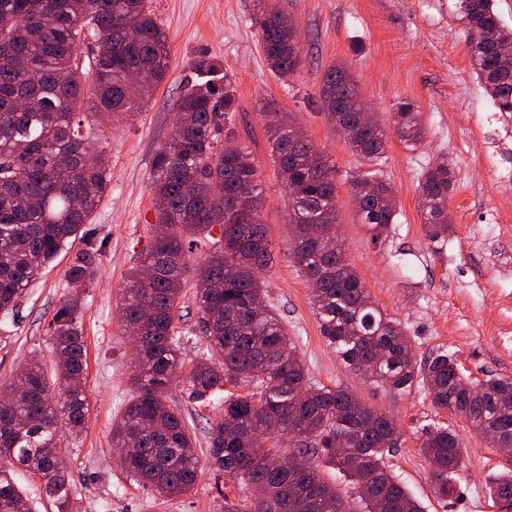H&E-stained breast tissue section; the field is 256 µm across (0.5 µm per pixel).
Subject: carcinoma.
<instances>
[{
	"instance_id": "obj_1",
	"label": "carcinoma",
	"mask_w": 512,
	"mask_h": 512,
	"mask_svg": "<svg viewBox=\"0 0 512 512\" xmlns=\"http://www.w3.org/2000/svg\"><path fill=\"white\" fill-rule=\"evenodd\" d=\"M261 43L279 78L297 73L301 50L286 14L263 10ZM462 26L476 77L500 112H512V40L494 0H448ZM168 38L145 0H0V313L20 307L28 287L79 238H90L91 217L106 191L103 147L80 129L85 108L108 124L140 108L164 80ZM177 104L178 118L152 164L153 235L142 264L130 270L118 310L140 338L131 377L134 394L112 424V443L124 449L126 472L156 498L187 493L201 474L192 434L179 406L166 398L183 378L188 396L208 401L228 381L257 391L224 401L211 423L209 466L251 491L250 505L224 512H354L320 476L330 464L358 492L366 512H422L383 454L401 445L388 413L348 389L312 387L295 342L277 312L259 305V272L271 263L264 188L247 148L231 128L235 95L218 66L202 56ZM319 96L345 143L360 159L351 185L360 222L379 239L396 221L393 188L380 164L389 132L414 151L424 139L420 113L409 100L392 113V128L364 101L350 68L336 62L322 76ZM266 136L288 191L291 258L312 289L322 335L352 371L373 366L369 381L394 395L416 384L433 405L464 419L480 437L512 447V378L477 384L446 351L414 359L402 324L371 298L340 242L324 237L336 224V170L285 112H267ZM372 194L361 193L364 183ZM448 163L426 169L418 184L420 216L429 243L448 241ZM93 245L74 254L67 270L70 296L49 324L52 374L37 361L0 384V512H32L16 487L22 468L42 480L56 512H70L74 487L59 466L61 434H80L88 414L86 350L80 299L94 273ZM193 282L202 333L212 357L187 366L176 327L183 288ZM294 439L306 464L288 468L279 437ZM435 494L456 493L461 438L448 426L424 427L421 443ZM490 496L512 508V470L493 477Z\"/></svg>"
}]
</instances>
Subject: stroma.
<instances>
[{
	"instance_id": "stroma-1",
	"label": "stroma",
	"mask_w": 512,
	"mask_h": 512,
	"mask_svg": "<svg viewBox=\"0 0 512 512\" xmlns=\"http://www.w3.org/2000/svg\"><path fill=\"white\" fill-rule=\"evenodd\" d=\"M294 23L302 51L298 73L280 81L261 46L260 0H146L169 42L165 79L138 115L113 118L111 181L91 226L101 256L82 298L87 350L85 391L89 416L78 438L62 436L61 454L77 490L73 512H224L240 492L224 474L202 471L183 496L149 497L127 477L112 446V424L133 389L132 340L116 306L131 268L151 240L152 160L170 137L185 78L199 57L220 63L238 103L233 125L251 152L265 186L261 218L269 228L273 263L261 272L264 298L279 314L318 386L352 390L369 406L391 414L403 434L385 466L420 502L423 512H501L489 495L490 477L512 470V453L477 437L460 417L435 409L421 386L393 395L348 370L328 346L311 289L293 263L288 243V194L270 157L264 113H289L311 143L336 167V216L345 257L372 299L405 327L417 359L448 350L463 373L481 383L512 378V115L498 111L478 83L466 36L448 16V0H274ZM349 65L361 94L381 119L403 98L415 102L425 127L416 151L390 137L380 169L395 190L399 215L380 239L361 224L350 180L360 165L322 111L318 90L335 62ZM448 161L455 189L448 202L452 233L442 249L430 246L420 217L418 181L426 168ZM71 253L61 254L29 288L18 315L0 318V383L9 382L35 357L51 363L48 327L68 296ZM192 286H185L178 327L187 360L206 357ZM226 383L210 404L189 399L182 380L168 396L180 406L198 458L209 449V424L224 400L248 394ZM447 423L462 441L457 492L439 498L423 454L422 429Z\"/></svg>"
}]
</instances>
